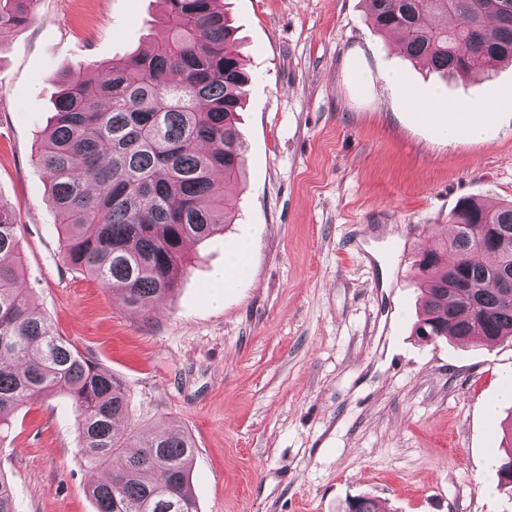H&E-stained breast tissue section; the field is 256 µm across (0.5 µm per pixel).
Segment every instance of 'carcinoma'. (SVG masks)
<instances>
[{"mask_svg": "<svg viewBox=\"0 0 512 512\" xmlns=\"http://www.w3.org/2000/svg\"><path fill=\"white\" fill-rule=\"evenodd\" d=\"M36 2L0 0V29L27 24ZM219 2L163 0V33L148 48L95 77L67 76L40 142L63 260L117 290L131 309L175 290L186 241L232 223L224 186L245 164L236 120L248 75ZM367 2L375 25L398 31L406 55L435 70L465 75L512 62V0ZM449 223L452 235L418 254L416 335L512 339V203L465 198ZM20 276L16 212L0 201V447L15 410L37 395H64L75 406L97 512H198L192 437L139 424L119 432L128 413L122 381L56 332L19 288ZM503 442L497 476L512 485V421ZM0 512H18L2 473ZM347 512L386 508L362 496Z\"/></svg>", "mask_w": 512, "mask_h": 512, "instance_id": "obj_1", "label": "carcinoma"}]
</instances>
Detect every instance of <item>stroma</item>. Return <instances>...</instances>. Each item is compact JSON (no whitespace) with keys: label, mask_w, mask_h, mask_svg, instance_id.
Returning a JSON list of instances; mask_svg holds the SVG:
<instances>
[{"label":"stroma","mask_w":512,"mask_h":512,"mask_svg":"<svg viewBox=\"0 0 512 512\" xmlns=\"http://www.w3.org/2000/svg\"><path fill=\"white\" fill-rule=\"evenodd\" d=\"M251 75L233 224L188 244L171 297L124 307L65 264L40 136L65 73L145 47L160 0H39L0 32V200L20 226V286L127 387L120 427L188 431L199 512H512L496 463L512 341L414 334L415 255L463 197L512 201V110L446 139L412 99L472 111L512 98V64L442 77L378 31L366 0H221ZM248 269L219 286L237 252ZM0 450L19 512H96L75 408L32 398Z\"/></svg>","instance_id":"35a3bbf8"}]
</instances>
